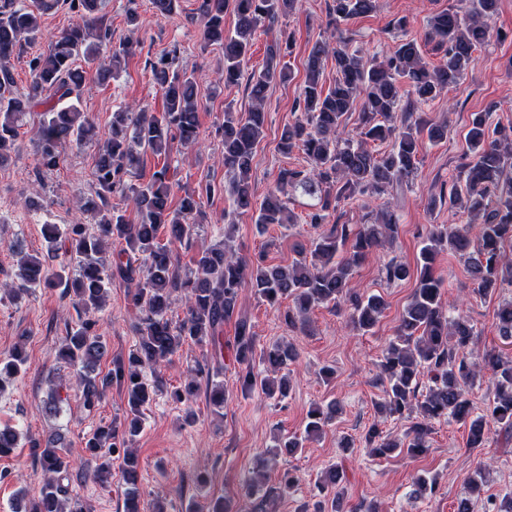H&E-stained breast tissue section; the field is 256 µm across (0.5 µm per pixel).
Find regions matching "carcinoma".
Segmentation results:
<instances>
[{
  "label": "carcinoma",
  "mask_w": 512,
  "mask_h": 512,
  "mask_svg": "<svg viewBox=\"0 0 512 512\" xmlns=\"http://www.w3.org/2000/svg\"><path fill=\"white\" fill-rule=\"evenodd\" d=\"M297 0H200L203 20L201 38L207 46L224 52L223 85L246 80L251 107L238 112L224 109L221 137L224 145V192L233 212L250 213L257 233L269 224H295L289 208L292 196L302 191L311 199L306 223L327 224L340 203L365 193L389 195L409 183L418 171L419 151L424 141L439 143L448 138V125L414 116L412 102H427L440 96L476 62L475 52L489 39L499 0H465L463 11L452 7L435 13L428 20L429 39L437 42L442 56L438 64L427 62L419 44L406 39L395 50L365 62L359 51L329 50L321 41L310 51L305 80L294 111L301 116L284 126L280 150L287 154L300 150L311 164L308 171L282 168L274 188L256 203L251 181L256 149L264 137L266 99L271 84L291 78L281 62L282 47H291V36L279 32L268 46L265 65L245 73L244 65L257 33L266 34L280 15L293 12ZM60 0H29L18 7L15 0H0V165L16 151L20 130L35 129L36 151L45 166L56 165L67 146L90 144L97 137L94 124L75 104L81 97L86 71L76 65L84 61L95 70L101 83L116 78L122 62L132 52V44L112 47V34L106 27H95L102 0H70L81 20L71 24L52 40L47 52L29 60L31 80L27 87L16 85L11 58L22 44H32L42 33L41 19L58 8ZM375 9V0H332L329 15L336 22L366 16ZM236 17L235 27L224 30V15ZM177 50L162 53L152 63L155 84L162 95V111L155 114L146 106L125 107L113 113L112 126L95 157L94 176L97 198L88 199L81 211L92 215L96 228L70 224L62 228L46 224L43 236L46 258L23 255L17 260L18 286L7 289L18 295L30 288L62 287L79 313L76 327L66 330L58 348V358L75 370L74 383L83 406L90 410L104 397L111 384L121 387L127 399L128 415L107 427L95 430L87 440L95 466L92 476L103 483L112 479V467L124 489L123 512H141L138 487L139 459L132 444L141 429L144 408L163 391L160 368L172 361L185 343L191 341L210 348L215 365L194 370L184 389L173 393L176 401L189 405L201 384H206L214 412L224 409V383L216 363L224 348L233 351L242 391H259L268 398L288 396V377H276L297 352L289 342H274L261 352L267 375L254 370L257 336L254 325L239 310L244 288L266 302L291 331L309 325L310 312L320 305L345 306L347 322L355 330L368 333L379 322L386 302L379 294H365L351 286L354 267L363 263L373 250L391 244L400 235V217L391 202L375 214L371 224H334L312 241L311 249L299 247L298 258L287 265H271L264 256L246 260L229 242L237 224L224 225V241L195 254L194 276L180 277L177 259L160 243V228L182 240L191 235L193 225L204 218L203 196L218 191L208 184L204 192H185L178 205H172L170 166L149 179L132 185L125 176L140 168L144 155L168 157L174 146L194 145L200 135L199 101L196 84L187 71L174 67ZM334 61L333 86L324 88V62ZM410 90L401 94V80ZM408 101H403V98ZM362 101L360 124L354 136L341 139L344 117ZM407 116L396 125L392 114ZM472 159L452 182L448 196L432 198L429 208L448 199L468 215L466 227H442L424 240L416 267L396 259L382 269L388 282L415 278V288L400 317L397 334L378 364L376 382L382 387V400L375 404L380 415L410 422L403 436L384 435L372 426L366 436L368 454L375 458L419 456L429 448L431 423L453 419L468 425L467 445L483 448L491 434L512 431V357L488 352L484 364L473 358L478 334L469 317L451 314L442 300L443 279L436 275L435 261L447 249L460 254L470 270L476 292L493 296L502 288H512V130L490 123V113L474 112L465 134ZM386 144L376 153L372 144ZM120 195L132 202L138 222H129L112 207L110 197ZM67 241L65 255L77 268L78 277L68 276L66 266L52 272L46 259L59 256L61 241ZM125 242L115 267L104 257L109 241ZM135 285L132 302L139 311V341L128 356L112 359V369L98 377L108 355L106 345L94 332L96 314L104 311L112 272ZM187 291V309L180 320L168 318L171 295ZM291 306L281 310V302ZM234 322L233 341H222L224 323ZM493 324L499 336L512 343V298L503 300L494 312ZM27 362L23 348L14 347L0 361V393L5 380L17 376ZM493 378L495 392L485 412H474L471 389L482 370ZM429 384H423V378ZM337 403L315 405L308 411L304 434L313 438L336 419ZM19 433L0 429V456L18 447ZM66 439L58 431L43 441L31 443V455L43 475L37 500L20 496L14 512H84L80 497L69 490L71 460ZM345 472L336 463L316 481L318 500L302 503L297 512H346ZM299 477L284 471L276 487L265 497H278L296 490ZM486 465H478L467 483L468 496L459 502L457 512H474L475 504L486 502L485 512H512V491L498 497H485ZM433 477H414L408 499L417 501L435 494ZM202 512H242L233 499H213Z\"/></svg>",
  "instance_id": "cac0c4a2"
}]
</instances>
